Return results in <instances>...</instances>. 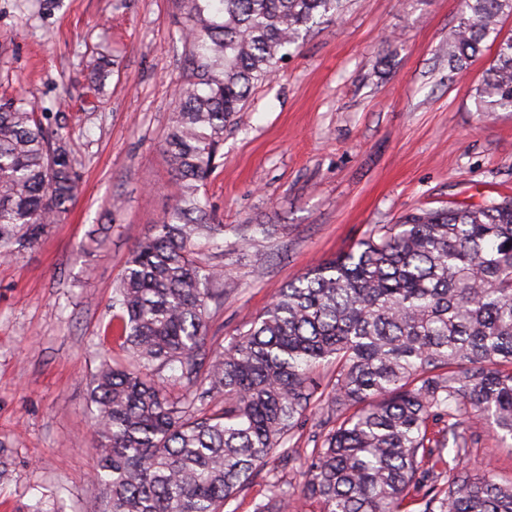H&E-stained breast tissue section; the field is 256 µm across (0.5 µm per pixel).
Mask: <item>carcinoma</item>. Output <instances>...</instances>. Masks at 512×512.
Instances as JSON below:
<instances>
[{"label":"carcinoma","mask_w":512,"mask_h":512,"mask_svg":"<svg viewBox=\"0 0 512 512\" xmlns=\"http://www.w3.org/2000/svg\"><path fill=\"white\" fill-rule=\"evenodd\" d=\"M189 70L164 151L173 208L139 241L109 305L128 352L92 375L95 481L104 512H225L312 403L311 374L336 363V427L304 454L297 491L267 485L255 512H512V482L463 466L475 430L429 421L469 408L512 439V199L406 215L280 290L226 347L206 348L220 268L194 259L224 233L200 195L224 128L288 48L342 11L343 0H174ZM448 35L462 69L499 36L512 0H466ZM477 111L512 112V37L498 44ZM23 99L0 102V258L37 244L78 197L66 138ZM180 371L171 397L159 370ZM214 395L223 406L207 412Z\"/></svg>","instance_id":"cac0c4a2"}]
</instances>
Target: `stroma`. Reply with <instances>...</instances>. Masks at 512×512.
Returning a JSON list of instances; mask_svg holds the SVG:
<instances>
[{
  "label": "stroma",
  "mask_w": 512,
  "mask_h": 512,
  "mask_svg": "<svg viewBox=\"0 0 512 512\" xmlns=\"http://www.w3.org/2000/svg\"><path fill=\"white\" fill-rule=\"evenodd\" d=\"M463 8L345 0L254 89L202 189L224 227L195 254L224 268L208 347L226 346L281 288L374 225L512 196V112L474 103L495 42L448 67ZM177 20L173 0H0V100L50 114L83 187L35 246L0 259V512H103L90 380L125 262L175 203L163 143L187 74ZM466 464L512 480V440L483 425ZM272 477L300 481L296 464L273 456L233 512H254Z\"/></svg>",
  "instance_id": "stroma-1"
}]
</instances>
